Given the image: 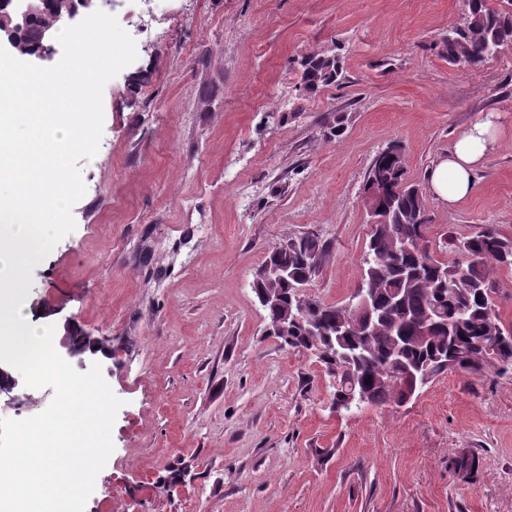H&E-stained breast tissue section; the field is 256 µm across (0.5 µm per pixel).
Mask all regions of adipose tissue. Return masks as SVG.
Returning a JSON list of instances; mask_svg holds the SVG:
<instances>
[{
    "instance_id": "1",
    "label": "adipose tissue",
    "mask_w": 512,
    "mask_h": 512,
    "mask_svg": "<svg viewBox=\"0 0 512 512\" xmlns=\"http://www.w3.org/2000/svg\"><path fill=\"white\" fill-rule=\"evenodd\" d=\"M497 116L487 113L465 130L429 174L437 198L455 205L470 193L485 155L496 143Z\"/></svg>"
}]
</instances>
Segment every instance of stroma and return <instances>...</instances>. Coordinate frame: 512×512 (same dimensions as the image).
<instances>
[{"mask_svg":"<svg viewBox=\"0 0 512 512\" xmlns=\"http://www.w3.org/2000/svg\"><path fill=\"white\" fill-rule=\"evenodd\" d=\"M113 15L147 26L146 49L104 88L76 227L30 289L29 323L54 326L55 345L70 327L107 339L94 361L123 401L85 512H512V364L339 412L253 291L272 246L315 235L330 255L311 295L348 298L369 169L395 142L431 255L461 260L455 241L486 224L512 240V50L477 67L438 56L463 0H121ZM323 51L341 79L306 92L300 62ZM487 112L502 133L447 206L426 174ZM53 393L17 382L0 416H34ZM463 451L474 479L453 471ZM179 464L184 484L160 493Z\"/></svg>","mask_w":512,"mask_h":512,"instance_id":"1","label":"stroma"}]
</instances>
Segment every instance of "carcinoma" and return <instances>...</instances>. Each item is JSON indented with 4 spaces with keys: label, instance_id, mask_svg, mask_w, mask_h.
Wrapping results in <instances>:
<instances>
[{
    "label": "carcinoma",
    "instance_id": "obj_1",
    "mask_svg": "<svg viewBox=\"0 0 512 512\" xmlns=\"http://www.w3.org/2000/svg\"><path fill=\"white\" fill-rule=\"evenodd\" d=\"M40 21L29 24L28 34L18 35L0 26V35L21 42L26 55H34L42 44L37 41ZM512 48V9H496L488 0H464L463 22L448 29L435 49L450 65L478 66L504 50ZM301 84L306 90L338 82L342 69L337 56L315 54L301 64ZM387 174L391 195L379 202V222L372 227L368 250L362 259L361 284L373 290L375 307L371 317L375 328L371 335L352 331L336 339L333 329L339 320L358 322L341 303H326L313 298L309 315L322 328L311 334L301 324L288 322V333L277 335L284 345L297 350L320 349L315 356L325 373L334 376L339 367L333 398L353 383L364 387L375 405L398 403L409 388L406 380L397 384L380 379L388 355L399 340L403 360L427 371L434 378L445 371L461 370L481 373L492 363L487 349L499 336H509L494 309L492 293L494 267L512 268V241L489 227L465 238L469 252L476 257L471 264L449 265L435 259L427 251V223H414L417 213L426 211L423 194L409 183L404 167L403 148L393 144L375 159L369 176ZM412 242L414 250L401 252V241ZM268 257L288 268V279L272 280L259 268L253 282L254 291L271 289L277 303L265 309L268 326L276 318L287 319L296 304L295 285L309 284L328 257L327 245L308 235L272 247ZM438 307L445 315L443 325L429 334L421 332L417 318L426 310ZM480 459L463 451L453 460L454 471L465 479L478 473Z\"/></svg>",
    "mask_w": 512,
    "mask_h": 512
}]
</instances>
